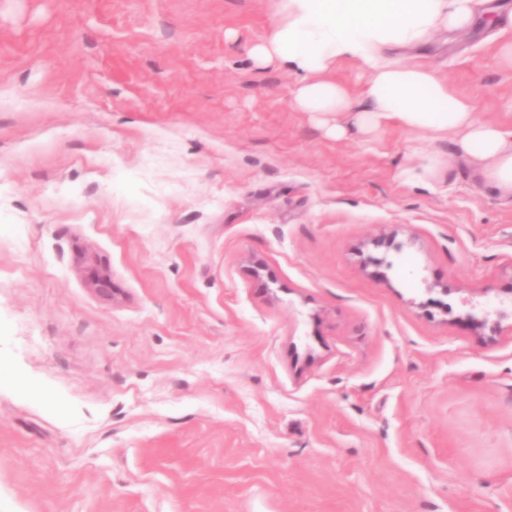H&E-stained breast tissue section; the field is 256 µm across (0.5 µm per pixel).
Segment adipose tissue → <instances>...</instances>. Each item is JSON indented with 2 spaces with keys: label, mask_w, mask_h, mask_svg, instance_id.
I'll list each match as a JSON object with an SVG mask.
<instances>
[{
  "label": "adipose tissue",
  "mask_w": 512,
  "mask_h": 512,
  "mask_svg": "<svg viewBox=\"0 0 512 512\" xmlns=\"http://www.w3.org/2000/svg\"><path fill=\"white\" fill-rule=\"evenodd\" d=\"M482 0H275L268 37L250 55L279 62L297 81L296 108L331 118L330 135L348 125L372 131L395 123L436 137H451L455 156L481 181L512 197V130L480 120L473 103L454 93L436 70L397 59V51L426 46L440 32H461L483 16ZM352 61L366 77L367 108L357 112L348 90L330 77Z\"/></svg>",
  "instance_id": "adipose-tissue-1"
}]
</instances>
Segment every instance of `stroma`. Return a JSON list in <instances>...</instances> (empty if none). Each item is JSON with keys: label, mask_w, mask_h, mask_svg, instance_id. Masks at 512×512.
I'll use <instances>...</instances> for the list:
<instances>
[{"label": "stroma", "mask_w": 512, "mask_h": 512, "mask_svg": "<svg viewBox=\"0 0 512 512\" xmlns=\"http://www.w3.org/2000/svg\"><path fill=\"white\" fill-rule=\"evenodd\" d=\"M272 6L0 0V512H512V199L330 137ZM504 43L403 58L512 130Z\"/></svg>", "instance_id": "1"}]
</instances>
